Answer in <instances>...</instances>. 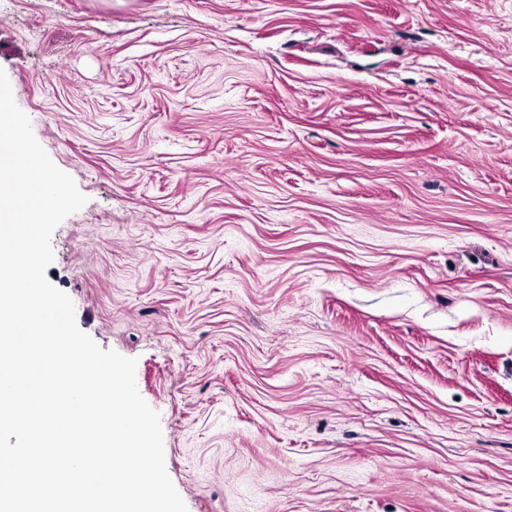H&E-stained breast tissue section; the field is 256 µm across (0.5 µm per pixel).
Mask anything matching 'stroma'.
I'll return each instance as SVG.
<instances>
[{
  "mask_svg": "<svg viewBox=\"0 0 512 512\" xmlns=\"http://www.w3.org/2000/svg\"><path fill=\"white\" fill-rule=\"evenodd\" d=\"M0 69L188 512H512V0H0Z\"/></svg>",
  "mask_w": 512,
  "mask_h": 512,
  "instance_id": "obj_1",
  "label": "stroma"
}]
</instances>
